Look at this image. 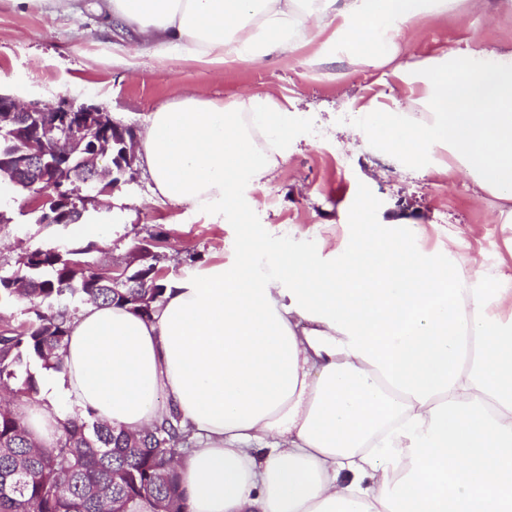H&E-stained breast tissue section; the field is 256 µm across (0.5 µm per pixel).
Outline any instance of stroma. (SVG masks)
<instances>
[{
  "label": "stroma",
  "mask_w": 512,
  "mask_h": 512,
  "mask_svg": "<svg viewBox=\"0 0 512 512\" xmlns=\"http://www.w3.org/2000/svg\"><path fill=\"white\" fill-rule=\"evenodd\" d=\"M97 0H78L72 16L48 8L0 0V91L41 105L67 98L102 107L113 121L143 133L151 112L199 91L207 97L232 100L239 92H267L296 100L299 115L287 160L256 196L257 210L241 222H218L190 206L161 200L142 167L130 182L102 196L89 223L101 227L93 236L89 261L103 267L135 269L136 249L153 242L166 280L193 274L198 266L228 261L236 242L246 234L270 238L275 245H311L324 237L345 240L356 222L359 195L376 201L372 223L403 216L424 223L425 241L434 247L449 233L461 232L466 251L486 266L512 275V227L502 224L496 209L475 203L469 181L432 171H395L378 149L344 145L340 127L352 124L370 99L389 104L403 100L402 87L388 67H359L347 58H332L317 77L304 64L317 53L324 35L301 47L272 52L262 64L241 63L217 69L178 57L160 63L141 58L136 69L112 63L115 49L134 50L135 38L108 23ZM398 64L418 54L448 50L465 54L487 49L512 51V7L505 0H482L477 11L441 21L420 17L398 39ZM12 189L0 212L11 222L0 227V273L23 275V253L81 243L72 226L39 224Z\"/></svg>",
  "instance_id": "stroma-1"
}]
</instances>
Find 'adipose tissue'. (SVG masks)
I'll return each mask as SVG.
<instances>
[{
  "instance_id": "ef3b65f1",
  "label": "adipose tissue",
  "mask_w": 512,
  "mask_h": 512,
  "mask_svg": "<svg viewBox=\"0 0 512 512\" xmlns=\"http://www.w3.org/2000/svg\"><path fill=\"white\" fill-rule=\"evenodd\" d=\"M462 0H99L138 47L113 54L224 65L262 61L331 28L305 61L343 49L391 64L405 103L370 102L347 139L398 169L463 173L512 223V53L394 65L403 27ZM295 112L251 92L198 94L149 115L140 164L161 197L214 220L255 193L293 144ZM425 245L398 217L340 246L270 250L243 237L225 263L169 282L144 318L82 305L22 411L50 446L65 417L137 432L179 414L195 445L179 473L190 512H512V277Z\"/></svg>"
}]
</instances>
